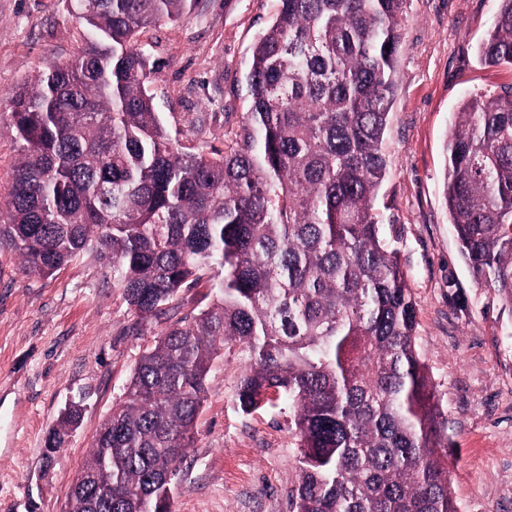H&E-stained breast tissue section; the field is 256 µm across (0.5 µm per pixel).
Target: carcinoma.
I'll return each instance as SVG.
<instances>
[{
	"instance_id": "1",
	"label": "carcinoma",
	"mask_w": 512,
	"mask_h": 512,
	"mask_svg": "<svg viewBox=\"0 0 512 512\" xmlns=\"http://www.w3.org/2000/svg\"><path fill=\"white\" fill-rule=\"evenodd\" d=\"M478 43L512 66V0ZM406 0H279L255 40L248 110L224 148L175 144L139 32L193 0H74L85 45L0 98L23 160L0 244L33 275L92 250L137 315L172 309L204 272L210 306L143 349L101 424L69 512H160L218 351L240 347L242 410H293L294 512H459L436 388L391 223L377 208ZM444 197L476 282L512 304V88L474 92L446 146ZM69 407L46 454L78 427Z\"/></svg>"
}]
</instances>
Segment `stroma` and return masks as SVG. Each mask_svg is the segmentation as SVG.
<instances>
[{
  "mask_svg": "<svg viewBox=\"0 0 512 512\" xmlns=\"http://www.w3.org/2000/svg\"><path fill=\"white\" fill-rule=\"evenodd\" d=\"M278 8L279 0H195L179 20L140 33L155 63L156 110L181 146L222 147L241 125L247 104L238 83ZM498 8V0H407L378 199L417 304L418 350L443 407L459 512H512V305L476 284L443 195L454 112L473 91L512 87V67H486L475 56ZM82 44L71 0H0V96ZM20 158L2 118L0 224ZM214 295L203 277L167 314L143 320L93 254L30 276L0 247V512H68L73 483L143 348ZM244 370L234 351L213 360L171 512H292L299 451L288 408L277 400L243 412L236 389ZM73 402L83 407L81 424L45 465V436Z\"/></svg>",
  "mask_w": 512,
  "mask_h": 512,
  "instance_id": "obj_1",
  "label": "stroma"
}]
</instances>
